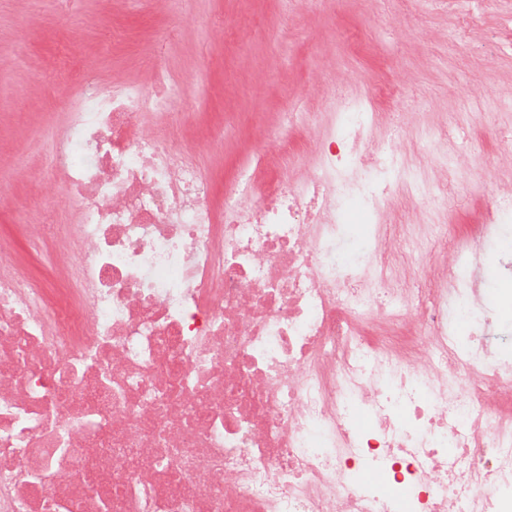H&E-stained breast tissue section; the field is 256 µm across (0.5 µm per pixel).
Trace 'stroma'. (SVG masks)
I'll list each match as a JSON object with an SVG mask.
<instances>
[{"label":"stroma","mask_w":512,"mask_h":512,"mask_svg":"<svg viewBox=\"0 0 512 512\" xmlns=\"http://www.w3.org/2000/svg\"><path fill=\"white\" fill-rule=\"evenodd\" d=\"M472 10L483 23L460 37L459 20ZM181 15L188 21L164 64L205 87L186 127L215 198L225 179L257 163L262 133L316 73L332 88L353 74L382 87L404 82L399 111L412 141L439 121H469L483 148L467 156L457 181L475 180L483 160L501 157V117L459 111L453 89L467 82L478 92L492 82L512 95V0H391L385 8L378 0H172L164 10L154 0H72L66 8L61 0H0V242L35 276L47 269L17 228L61 209L65 193L35 188L18 172L45 161L70 58L95 62L104 80L145 77L146 42ZM227 16L250 27L223 43L212 27Z\"/></svg>","instance_id":"35a3bbf8"}]
</instances>
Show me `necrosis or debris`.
<instances>
[{
    "label": "necrosis or debris",
    "mask_w": 512,
    "mask_h": 512,
    "mask_svg": "<svg viewBox=\"0 0 512 512\" xmlns=\"http://www.w3.org/2000/svg\"><path fill=\"white\" fill-rule=\"evenodd\" d=\"M80 71L40 172L71 221L26 230L53 281L0 246V512H512V188L449 233L465 143L314 83L325 128L289 105L218 208L186 81Z\"/></svg>",
    "instance_id": "1"
}]
</instances>
